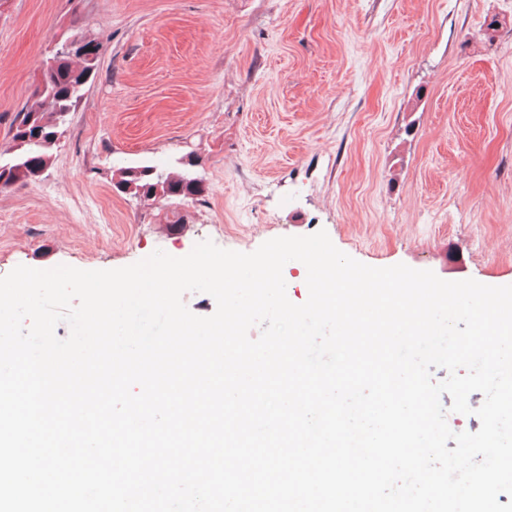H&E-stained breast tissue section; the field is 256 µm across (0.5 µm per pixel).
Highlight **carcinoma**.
Returning a JSON list of instances; mask_svg holds the SVG:
<instances>
[{"mask_svg":"<svg viewBox=\"0 0 512 512\" xmlns=\"http://www.w3.org/2000/svg\"><path fill=\"white\" fill-rule=\"evenodd\" d=\"M73 31L88 39L87 48L50 57L30 96L12 115L8 146L0 148V192L39 179V172L50 165L62 128L98 75L106 49L103 39L84 33L77 25ZM112 186L141 200L175 207L199 200L205 191L202 180L186 170L160 171L154 166L121 168Z\"/></svg>","mask_w":512,"mask_h":512,"instance_id":"carcinoma-1","label":"carcinoma"}]
</instances>
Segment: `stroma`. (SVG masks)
<instances>
[{"mask_svg": "<svg viewBox=\"0 0 512 512\" xmlns=\"http://www.w3.org/2000/svg\"><path fill=\"white\" fill-rule=\"evenodd\" d=\"M76 22L111 40L43 178L0 193V277L323 230L512 285V0H0V145ZM187 159L198 201L112 189Z\"/></svg>", "mask_w": 512, "mask_h": 512, "instance_id": "1", "label": "stroma"}]
</instances>
